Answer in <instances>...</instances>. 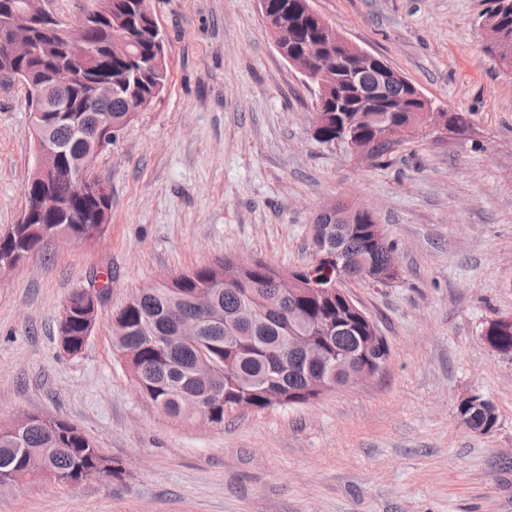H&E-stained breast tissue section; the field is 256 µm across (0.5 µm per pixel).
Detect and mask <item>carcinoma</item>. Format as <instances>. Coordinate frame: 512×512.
I'll use <instances>...</instances> for the list:
<instances>
[{
    "mask_svg": "<svg viewBox=\"0 0 512 512\" xmlns=\"http://www.w3.org/2000/svg\"><path fill=\"white\" fill-rule=\"evenodd\" d=\"M269 14L288 9V21H300L296 47L301 49L312 33L302 20L301 0H266ZM125 16V24L115 27L99 21L88 32V47L76 51L62 44L51 29L37 30L45 45L42 55L26 61H13L0 50V78L13 81L21 72L46 79L57 65L72 66L78 77L74 85L58 92L67 105L81 110L82 127L76 128L58 112H45L33 118L36 131L63 155L66 165L52 185L53 200L69 204L67 219H58L47 209L34 224L54 227L67 237L79 231L80 222L99 217L111 223L112 196H91L67 202L69 181L78 174H91L83 168L84 159L95 151L94 135L99 113L108 112L112 124L122 128L135 116L137 100L151 94L168 80L167 58L156 59L158 33L139 0H115ZM481 23L498 25L504 36L512 38V0H488ZM112 79V99L100 102L89 94L91 84L100 78ZM339 207L350 213L351 222L339 225L331 237L327 255L339 260L340 276L347 280L362 277V265L381 266L393 244L381 238L369 246L365 230L373 218L360 207L345 202ZM39 249L42 238L31 232L29 224H14L0 235V265L21 242ZM276 269L261 262L240 272L242 280L228 288L215 278L212 266L205 265L177 275L171 285L145 288L112 313V347L121 357L139 391L170 418L198 419L204 409L211 420L224 424V417L235 412L234 404L244 397L256 410L267 408L266 389L276 384L283 400L300 394L307 385L309 367L305 356L289 346L296 333H310L326 319L341 321L339 328L324 341L333 354L354 362L369 335L365 321H356L336 306V299L305 294L298 299L306 320L297 326L289 316L288 302L280 310L264 316L246 318L256 301L275 293ZM86 289L77 288L67 300L73 305L68 329L58 332L62 351L79 354L91 335L86 318ZM214 306L223 311V320H203L195 334L182 336L176 317L201 313ZM104 458L95 443L76 425L61 418L46 424L40 415H31L28 427L18 433L0 432V470L11 471L27 481L42 478V472H58L66 477L75 472L92 471Z\"/></svg>",
    "mask_w": 512,
    "mask_h": 512,
    "instance_id": "obj_1",
    "label": "carcinoma"
}]
</instances>
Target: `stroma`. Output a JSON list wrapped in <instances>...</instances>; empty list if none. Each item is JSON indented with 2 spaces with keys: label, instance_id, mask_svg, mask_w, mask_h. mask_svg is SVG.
Here are the masks:
<instances>
[{
  "label": "stroma",
  "instance_id": "1",
  "mask_svg": "<svg viewBox=\"0 0 512 512\" xmlns=\"http://www.w3.org/2000/svg\"><path fill=\"white\" fill-rule=\"evenodd\" d=\"M485 0H311L350 42L435 105L465 113L382 162L312 136L316 96L280 54L260 0H151L169 80L93 171L112 195L105 234L59 239L0 275V425L61 416L118 465L72 488L0 483V512H512V360L482 339L512 316V71L486 54ZM26 90L0 79V233L33 169ZM374 208L401 267L350 281L390 360L361 387L243 411L223 426L151 405L112 348L131 295L218 260L279 269L314 259L320 206ZM111 275L84 350L56 343L68 293ZM496 409L487 434L461 399Z\"/></svg>",
  "mask_w": 512,
  "mask_h": 512
}]
</instances>
